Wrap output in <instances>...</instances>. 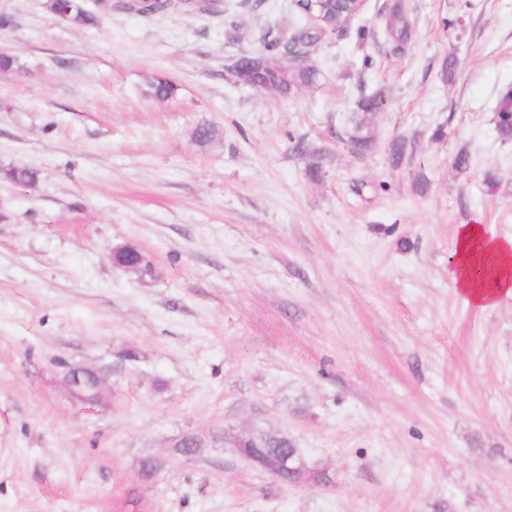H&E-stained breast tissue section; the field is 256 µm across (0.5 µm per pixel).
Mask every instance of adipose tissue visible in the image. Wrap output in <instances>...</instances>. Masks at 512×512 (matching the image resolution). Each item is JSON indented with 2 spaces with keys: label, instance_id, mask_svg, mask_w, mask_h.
Wrapping results in <instances>:
<instances>
[{
  "label": "adipose tissue",
  "instance_id": "ef3b65f1",
  "mask_svg": "<svg viewBox=\"0 0 512 512\" xmlns=\"http://www.w3.org/2000/svg\"><path fill=\"white\" fill-rule=\"evenodd\" d=\"M455 252L448 277L477 307H492L500 297H512V237H498L481 224H462L456 231Z\"/></svg>",
  "mask_w": 512,
  "mask_h": 512
}]
</instances>
